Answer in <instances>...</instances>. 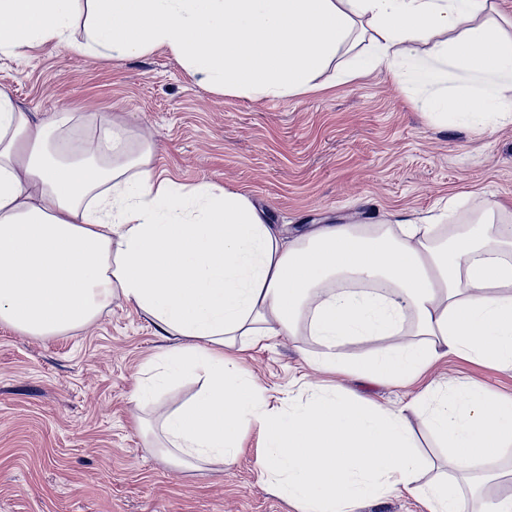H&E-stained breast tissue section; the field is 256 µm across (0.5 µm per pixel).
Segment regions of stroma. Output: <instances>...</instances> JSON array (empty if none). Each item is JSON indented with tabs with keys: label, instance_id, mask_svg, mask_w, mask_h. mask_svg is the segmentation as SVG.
I'll use <instances>...</instances> for the list:
<instances>
[{
	"label": "stroma",
	"instance_id": "stroma-1",
	"mask_svg": "<svg viewBox=\"0 0 512 512\" xmlns=\"http://www.w3.org/2000/svg\"><path fill=\"white\" fill-rule=\"evenodd\" d=\"M341 60L318 92L288 99L227 95L203 85L168 48L126 59L42 45L0 53V88L34 118L91 106L153 146L151 164L180 184L245 194L270 223L420 222L466 226L491 202H512V123L495 131L438 125L413 109L387 72L349 84ZM166 342L134 306L113 301L87 327L39 338L0 325V512H293L261 478L258 427L223 470L167 463L137 424L188 399L184 380L160 406L132 395ZM308 336L261 341L231 354L271 406L342 385L383 407L431 382L464 381L512 398V370L454 356L394 386L315 371Z\"/></svg>",
	"mask_w": 512,
	"mask_h": 512
}]
</instances>
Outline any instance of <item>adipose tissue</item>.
<instances>
[{"label": "adipose tissue", "instance_id": "adipose-tissue-1", "mask_svg": "<svg viewBox=\"0 0 512 512\" xmlns=\"http://www.w3.org/2000/svg\"><path fill=\"white\" fill-rule=\"evenodd\" d=\"M75 2L0 0V51L54 43L119 59L165 46L212 89L288 98L318 91L364 18L369 44L341 82L384 69L421 112L473 127L512 120V37L480 21L491 0H88L81 42ZM444 31L450 40H438ZM151 155L107 113L35 123L0 88V325L58 336L113 298L134 305L170 341L136 402L182 378L201 383L158 417L162 457L223 469L259 423L261 473L295 512H355L398 492L429 512H467L485 483L512 482V467L473 469L512 445V399L430 384L389 409L334 386L272 408L224 357L305 334L317 345L308 365L372 382H409L449 355L512 368L506 225L316 224L289 237L237 191L161 177ZM358 340L379 347L349 356ZM416 418L447 448L448 472L418 452Z\"/></svg>", "mask_w": 512, "mask_h": 512}]
</instances>
